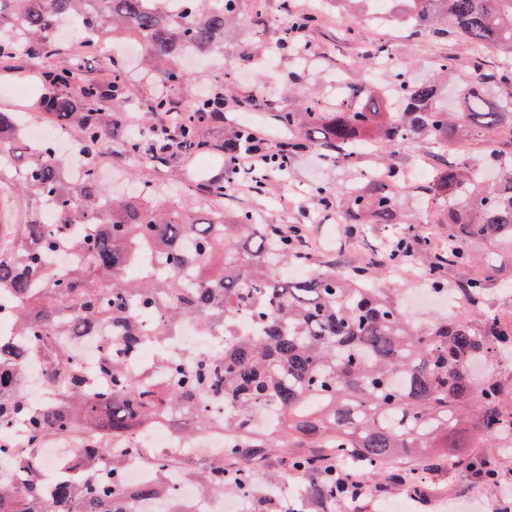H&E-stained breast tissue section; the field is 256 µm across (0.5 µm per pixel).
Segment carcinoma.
<instances>
[{
	"mask_svg": "<svg viewBox=\"0 0 512 512\" xmlns=\"http://www.w3.org/2000/svg\"><path fill=\"white\" fill-rule=\"evenodd\" d=\"M0 0V56L20 45L42 71L34 108L82 132L89 158L80 183L70 181L53 147L23 141L15 112H0V291L15 295L12 335L44 360V377L55 400L31 405L19 391L23 371L10 340L0 337V424L24 430L28 447L17 450L0 435V458L16 456L23 487L0 482V512H135L144 496L165 497L164 477L136 487L125 480L128 439L160 424L182 438L211 430L234 433L222 457L196 468L182 454L159 448V471L183 474L206 493L232 488L251 498L253 512H281L276 501L255 494L242 464L277 450L288 473L302 479L297 509L331 512L344 495L347 474L368 470L383 478L400 459L429 448H456L467 425L495 446L476 454L467 468L484 483L499 479V457L512 453V391L493 380L472 383L468 365L512 342V328L490 319L476 330L464 319L436 320L424 329L383 288L367 287L364 269L313 266L303 279L276 273L275 261L296 257L273 225L242 212L229 223L224 209L203 211L181 200L162 201L149 192L116 197L99 179L93 160L110 140L112 111L128 88L116 67L107 78L88 80L78 64L60 59L59 22L79 17L78 48L92 55L100 41L127 32L144 38V68H160L162 84L175 89L188 73L175 65L182 52L205 54L224 42V24L240 14L242 0ZM402 22L434 38L456 36L482 51L498 46L512 54V0H404ZM316 18L288 14L280 39L298 55L309 53L307 33ZM351 100L327 117L312 105L285 112L288 150L296 154L315 141L336 159L350 161L362 135L374 132L398 148L417 138L451 143L464 134L496 135L504 149L483 163L442 159L428 191L452 199L453 232L448 248L430 254L428 276L443 285L446 267L467 259L473 239L512 241V66L480 74L468 83L460 115L440 109L436 85L397 82L390 96L380 87L352 83ZM173 110L169 94L152 98L148 113ZM224 111V94L201 98L174 127L179 141L201 149L199 126ZM252 132L233 128L224 140V160ZM169 140L164 125L125 151L153 159ZM402 172L390 162L373 170L358 188L319 185L315 197L331 203L347 194V223L371 215L398 223L396 196ZM62 252L67 270L54 267ZM485 280L457 291L476 303ZM224 337V350L206 356L173 357L168 348L181 324ZM106 335L95 376L107 381L90 390L92 375L73 359L66 336ZM151 350L153 365L134 376L123 358ZM206 394L224 396V418L214 420ZM273 409L267 432L254 427ZM50 439L69 441L84 472L81 485L61 481L43 503V460ZM112 452L109 468L98 475ZM345 457L354 467L333 470Z\"/></svg>",
	"mask_w": 512,
	"mask_h": 512,
	"instance_id": "obj_1",
	"label": "carcinoma"
}]
</instances>
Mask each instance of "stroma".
<instances>
[{
  "label": "stroma",
  "instance_id": "35a3bbf8",
  "mask_svg": "<svg viewBox=\"0 0 512 512\" xmlns=\"http://www.w3.org/2000/svg\"><path fill=\"white\" fill-rule=\"evenodd\" d=\"M315 2L305 0L303 4L305 11L315 14L318 20L310 40L316 56L314 64L300 66L291 51L283 50L271 67L263 69L255 67L254 60L266 55L269 46L276 42L277 30L287 21L288 13L283 7L284 0H261L257 5L252 0H244L241 17L226 25L223 44L212 52L218 60L217 66L204 71L195 62H187L185 68L190 80L172 93L176 105L180 106L193 94L211 92L218 86L230 84L223 117L201 126V137L211 143V150H175L164 162L151 167L132 164L119 154L106 156L100 158L98 164L102 182L123 194L134 192L143 184L158 186L197 203L206 198L209 183L236 179L237 191L223 201L227 216L249 210L265 214L268 223L284 228L294 224L298 214H306L308 231L303 252L319 265L333 264L340 269L369 267L377 282L389 289L413 321L427 324L438 317H464L478 327L486 317L493 316L502 325H511L512 292L503 291L505 284H512V242L506 240L470 241L466 246L470 261L445 274L448 287L445 299L422 308L406 302L405 296L414 286L413 276L425 267L429 250L448 246V202L429 194L424 178L409 177L402 183L397 197L400 221L396 224H378L369 216L359 224L340 223L347 204L342 197L331 208L315 207L311 197L313 186L356 183L360 173L381 154L382 144H373L352 164L326 158L317 144H309L290 158L287 181L269 174L259 193L252 189L247 175L233 177L225 165L218 146L232 126L251 127L266 146L274 147L280 143L274 120L276 113L306 111L313 99L318 101L321 111H335L337 73H348L359 81L370 80V70L360 65L369 45H383L399 59L400 73L415 83L432 79V59H457L460 67L455 86L442 84L438 87V103L448 106L455 103L456 85L469 83L477 70H491L512 61V56L494 48L478 53L462 40H437L400 25L378 37L366 31V15L359 5L349 6L350 20L341 23L335 16L316 9ZM256 8L261 9L267 20L266 31H258L250 18ZM161 88V82L153 75L140 71L131 74L127 103L113 116L114 141L144 137L148 126L142 116L149 99ZM245 98L251 99L252 105L243 111L236 102ZM403 232L426 238V245L403 266L384 265L380 254L384 241L396 239ZM476 276L487 278L488 289L480 303L469 305L453 287ZM416 464L425 470L424 479L417 487L391 483L379 494H367L357 503L337 504L336 512H383L385 504L403 498L416 499L415 512H449L454 503L464 504L466 512H486L485 505L489 502L493 503L495 512H512L511 454L503 457L502 478L493 487L478 478L463 479L459 470L449 469L446 456L437 449L426 451Z\"/></svg>",
  "mask_w": 512,
  "mask_h": 512
}]
</instances>
